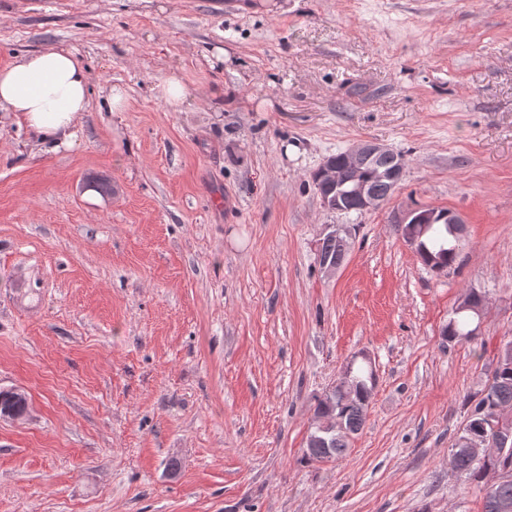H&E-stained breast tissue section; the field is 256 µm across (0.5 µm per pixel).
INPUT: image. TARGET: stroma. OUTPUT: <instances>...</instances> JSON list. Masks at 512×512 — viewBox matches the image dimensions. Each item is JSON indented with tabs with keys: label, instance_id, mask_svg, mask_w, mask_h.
<instances>
[{
	"label": "stroma",
	"instance_id": "1",
	"mask_svg": "<svg viewBox=\"0 0 512 512\" xmlns=\"http://www.w3.org/2000/svg\"><path fill=\"white\" fill-rule=\"evenodd\" d=\"M51 44L90 105L55 152L0 110V390L29 401L0 512H482L448 454L512 336V0H0V67ZM364 141L404 158L392 199L324 209L314 173ZM404 208L462 216L447 274ZM472 289L479 334L446 342ZM363 354V430L306 460ZM158 88L161 98L174 110L181 107L188 96L187 86L176 73L169 75ZM339 231V236L327 235L319 240L318 244V254H320L321 259L330 260L336 262L338 265L342 264L347 255V247L343 244V239L347 236H350V229L347 226H337ZM333 263L329 264L328 262H324L323 269L326 273L332 274L338 269V265Z\"/></svg>",
	"mask_w": 512,
	"mask_h": 512
}]
</instances>
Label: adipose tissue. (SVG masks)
Wrapping results in <instances>:
<instances>
[{"instance_id":"adipose-tissue-1","label":"adipose tissue","mask_w":512,"mask_h":512,"mask_svg":"<svg viewBox=\"0 0 512 512\" xmlns=\"http://www.w3.org/2000/svg\"><path fill=\"white\" fill-rule=\"evenodd\" d=\"M0 108L52 149L73 147L89 108L87 69L64 46L14 60L0 68Z\"/></svg>"}]
</instances>
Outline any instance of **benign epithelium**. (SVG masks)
<instances>
[{"instance_id":"7a95c632","label":"benign epithelium","mask_w":512,"mask_h":512,"mask_svg":"<svg viewBox=\"0 0 512 512\" xmlns=\"http://www.w3.org/2000/svg\"><path fill=\"white\" fill-rule=\"evenodd\" d=\"M391 154V150L375 143H363L343 152L341 158L348 174V198L332 190L337 182L338 162L325 160L319 169L318 194L322 206L336 212H368L386 205L403 174L401 169L384 166L383 160ZM376 183L382 185L384 191H377Z\"/></svg>"}]
</instances>
